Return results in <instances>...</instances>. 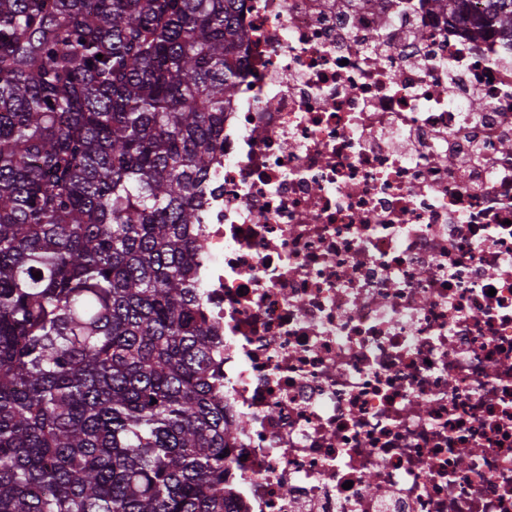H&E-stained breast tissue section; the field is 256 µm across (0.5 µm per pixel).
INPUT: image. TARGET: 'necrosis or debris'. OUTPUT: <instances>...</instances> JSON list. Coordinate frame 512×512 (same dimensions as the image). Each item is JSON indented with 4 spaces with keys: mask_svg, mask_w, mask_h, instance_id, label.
Instances as JSON below:
<instances>
[{
    "mask_svg": "<svg viewBox=\"0 0 512 512\" xmlns=\"http://www.w3.org/2000/svg\"><path fill=\"white\" fill-rule=\"evenodd\" d=\"M241 22L201 278L236 512H512V44L433 0Z\"/></svg>",
    "mask_w": 512,
    "mask_h": 512,
    "instance_id": "obj_1",
    "label": "necrosis or debris"
}]
</instances>
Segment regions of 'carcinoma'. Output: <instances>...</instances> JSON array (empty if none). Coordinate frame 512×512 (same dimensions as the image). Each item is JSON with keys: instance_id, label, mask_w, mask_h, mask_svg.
Returning a JSON list of instances; mask_svg holds the SVG:
<instances>
[{"instance_id": "obj_1", "label": "carcinoma", "mask_w": 512, "mask_h": 512, "mask_svg": "<svg viewBox=\"0 0 512 512\" xmlns=\"http://www.w3.org/2000/svg\"><path fill=\"white\" fill-rule=\"evenodd\" d=\"M241 8L0 0V512H232L198 270Z\"/></svg>"}]
</instances>
